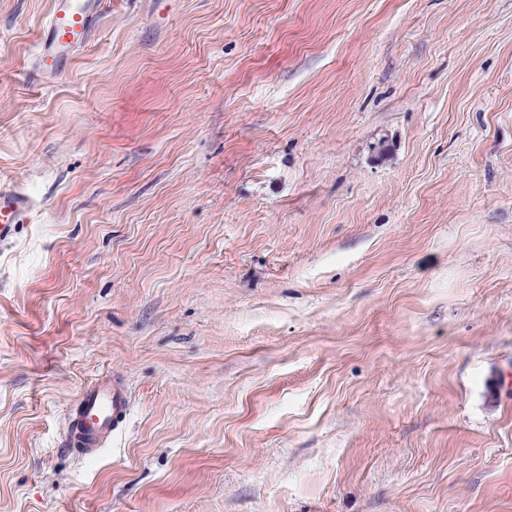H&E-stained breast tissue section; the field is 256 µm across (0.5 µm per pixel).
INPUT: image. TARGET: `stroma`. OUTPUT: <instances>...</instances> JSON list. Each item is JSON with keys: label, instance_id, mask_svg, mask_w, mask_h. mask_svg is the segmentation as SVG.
Listing matches in <instances>:
<instances>
[{"label": "stroma", "instance_id": "obj_1", "mask_svg": "<svg viewBox=\"0 0 512 512\" xmlns=\"http://www.w3.org/2000/svg\"><path fill=\"white\" fill-rule=\"evenodd\" d=\"M53 2L0 0V512H512V0H111L46 83ZM31 208L26 194L14 189L0 190V238L7 239L12 235L15 224H18ZM129 406L125 384L99 375L83 387L66 419L65 445L79 457L99 453L118 434Z\"/></svg>", "mask_w": 512, "mask_h": 512}]
</instances>
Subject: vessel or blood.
<instances>
[{"label": "vessel or blood", "mask_w": 512, "mask_h": 512, "mask_svg": "<svg viewBox=\"0 0 512 512\" xmlns=\"http://www.w3.org/2000/svg\"><path fill=\"white\" fill-rule=\"evenodd\" d=\"M103 0H54L43 28L36 67L42 79H55L70 55L87 42ZM31 208L26 194L0 190V238H9ZM124 383L104 374L83 387L66 419L65 444L80 457L99 453L118 434L129 411Z\"/></svg>", "instance_id": "obj_1"}]
</instances>
